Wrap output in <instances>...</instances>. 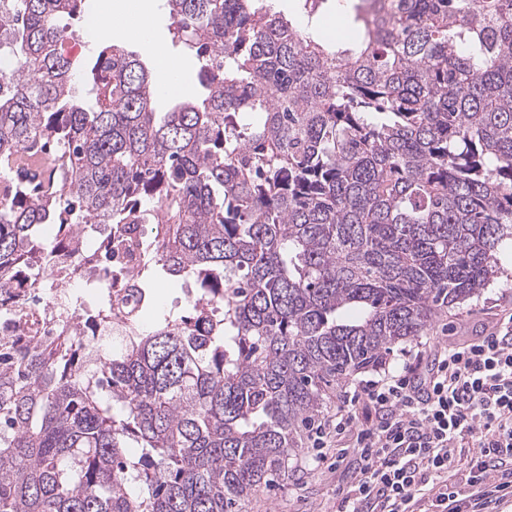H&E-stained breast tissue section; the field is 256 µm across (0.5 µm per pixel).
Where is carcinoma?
<instances>
[{"instance_id":"carcinoma-1","label":"carcinoma","mask_w":512,"mask_h":512,"mask_svg":"<svg viewBox=\"0 0 512 512\" xmlns=\"http://www.w3.org/2000/svg\"><path fill=\"white\" fill-rule=\"evenodd\" d=\"M291 2L166 0L202 90L157 112L113 40L67 52L82 0H0V293L28 282L0 333V512H242L325 387L498 277L512 0ZM329 6L352 37L319 34ZM54 267L120 285L73 303L128 321L120 349L43 335ZM159 276L193 284L185 311Z\"/></svg>"}]
</instances>
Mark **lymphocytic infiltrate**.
<instances>
[{
  "mask_svg": "<svg viewBox=\"0 0 512 512\" xmlns=\"http://www.w3.org/2000/svg\"><path fill=\"white\" fill-rule=\"evenodd\" d=\"M376 378L345 385L344 413L320 421L313 445L340 444L352 482L341 512H415L434 497L442 512H498L512 487V318L497 331L446 346L434 357L401 350L396 368L381 364ZM376 410L361 422L357 408ZM476 448L461 496L449 472L456 451Z\"/></svg>",
  "mask_w": 512,
  "mask_h": 512,
  "instance_id": "lymphocytic-infiltrate-1",
  "label": "lymphocytic infiltrate"
}]
</instances>
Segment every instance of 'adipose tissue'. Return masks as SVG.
<instances>
[{
	"label": "adipose tissue",
	"instance_id": "obj_1",
	"mask_svg": "<svg viewBox=\"0 0 512 512\" xmlns=\"http://www.w3.org/2000/svg\"><path fill=\"white\" fill-rule=\"evenodd\" d=\"M161 0H101L98 10L84 26L92 40L115 34L147 45L157 71L156 88L160 96H184L190 91L183 79L185 63L171 57L157 34Z\"/></svg>",
	"mask_w": 512,
	"mask_h": 512
}]
</instances>
